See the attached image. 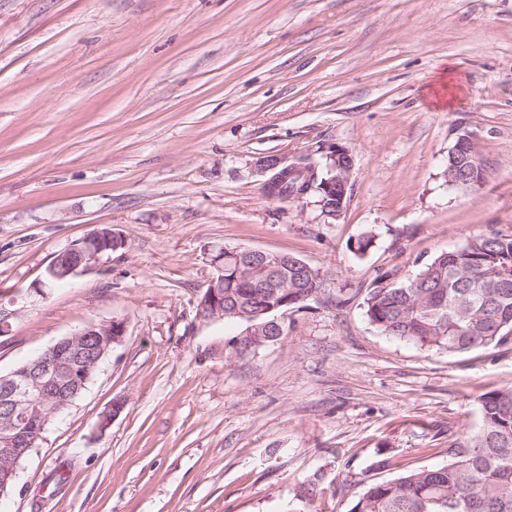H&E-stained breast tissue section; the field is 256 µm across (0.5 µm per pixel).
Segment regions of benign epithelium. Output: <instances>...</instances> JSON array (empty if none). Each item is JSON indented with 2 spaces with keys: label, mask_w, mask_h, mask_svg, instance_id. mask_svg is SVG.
<instances>
[{
  "label": "benign epithelium",
  "mask_w": 512,
  "mask_h": 512,
  "mask_svg": "<svg viewBox=\"0 0 512 512\" xmlns=\"http://www.w3.org/2000/svg\"><path fill=\"white\" fill-rule=\"evenodd\" d=\"M324 177L318 175V165H306L295 158L271 155L259 160L261 173L267 175L263 187L267 196L278 198L280 188L294 178L308 185L297 196L304 199L311 191L322 193L320 205L324 213L336 218L348 200L353 158L348 150L331 145L322 150ZM126 239L110 225L94 229L60 253L46 270L51 284L64 281L91 269L106 253L125 247ZM260 250L223 247L211 259L215 275L202 292L196 317L209 323L226 316H241L240 305L224 300V289L216 282L224 273L244 281L261 276L266 269L255 265ZM288 301L268 309L271 324L254 325L245 329L233 344L235 348L258 349L268 341L270 325L284 326ZM126 333L124 320L114 318L103 323H91L44 350L37 358L6 375L0 376V498L9 494L19 478L21 462L44 440L49 422L67 409L85 389L99 361L112 347L121 343Z\"/></svg>",
  "instance_id": "benign-epithelium-1"
}]
</instances>
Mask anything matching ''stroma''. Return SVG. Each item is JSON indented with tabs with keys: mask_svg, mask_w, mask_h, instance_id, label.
I'll return each mask as SVG.
<instances>
[{
	"mask_svg": "<svg viewBox=\"0 0 512 512\" xmlns=\"http://www.w3.org/2000/svg\"><path fill=\"white\" fill-rule=\"evenodd\" d=\"M463 130L477 191L448 185ZM331 144L354 159L340 217L265 195L260 157ZM101 225L125 247L43 287ZM475 236H512V0H0V373L127 327L0 512H349L446 465L480 396L512 387V341L425 350L364 296ZM223 247L295 256L329 291L237 355L242 324L196 318Z\"/></svg>",
	"mask_w": 512,
	"mask_h": 512,
	"instance_id": "35a3bbf8",
	"label": "stroma"
}]
</instances>
